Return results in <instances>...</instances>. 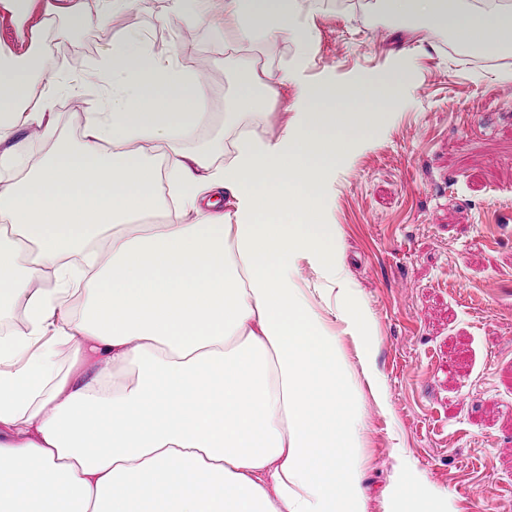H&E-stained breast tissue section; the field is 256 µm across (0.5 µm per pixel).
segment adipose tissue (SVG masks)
<instances>
[{
    "mask_svg": "<svg viewBox=\"0 0 512 512\" xmlns=\"http://www.w3.org/2000/svg\"><path fill=\"white\" fill-rule=\"evenodd\" d=\"M96 2L36 16L33 0H0L34 21L25 47L0 53V312L24 319L0 337V512H366L342 340L369 366L373 324L332 246V210L349 151L396 105L403 73L309 80L298 0H172L165 23L295 45L293 66L251 76L237 103L261 110L292 84L290 121L240 136L217 164L181 148L212 120L206 66L133 30L82 75L50 68L60 17L90 25L138 0ZM379 3L466 49L512 44V0ZM57 95L83 111L81 146L28 163L26 137L54 126ZM306 266L335 286L331 314L300 288Z\"/></svg>",
    "mask_w": 512,
    "mask_h": 512,
    "instance_id": "1",
    "label": "adipose tissue"
}]
</instances>
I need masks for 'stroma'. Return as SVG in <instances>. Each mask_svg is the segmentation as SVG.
Wrapping results in <instances>:
<instances>
[{"instance_id":"obj_1","label":"stroma","mask_w":512,"mask_h":512,"mask_svg":"<svg viewBox=\"0 0 512 512\" xmlns=\"http://www.w3.org/2000/svg\"><path fill=\"white\" fill-rule=\"evenodd\" d=\"M368 2L299 0L315 33L311 80L407 77L336 179V253L374 323L372 371L390 403L381 409L355 368L366 512H512V51L487 57L442 29L408 32ZM169 7L139 0L84 28L60 20L49 63L81 73L139 29L158 50L182 48L184 66L209 64V109L221 115L250 91L242 62L260 74L293 62L288 36L228 49L208 28L160 26ZM294 94L278 87L262 110L220 119L185 151L231 150L244 129L278 132ZM53 110L54 132L29 143L32 161L80 141L75 103L59 96ZM407 470L417 493L405 505L393 486Z\"/></svg>"}]
</instances>
